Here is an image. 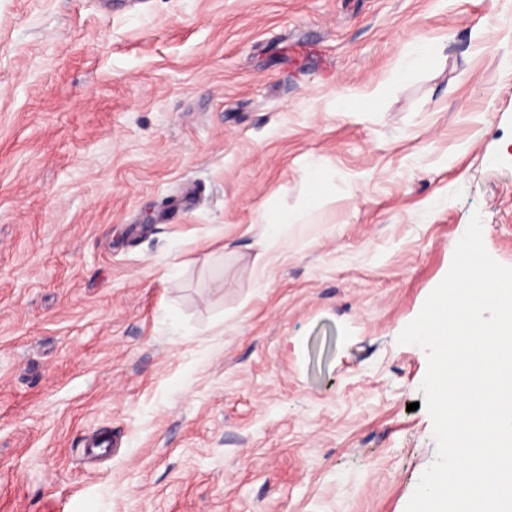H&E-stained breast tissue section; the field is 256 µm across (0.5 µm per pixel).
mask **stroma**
<instances>
[{
    "instance_id": "35a3bbf8",
    "label": "stroma",
    "mask_w": 512,
    "mask_h": 512,
    "mask_svg": "<svg viewBox=\"0 0 512 512\" xmlns=\"http://www.w3.org/2000/svg\"><path fill=\"white\" fill-rule=\"evenodd\" d=\"M126 2L0 0V512H405L397 337L473 214L512 266V0ZM293 223V217L288 212H275L268 215L263 224V230L260 235V242L267 244L277 240L281 234L288 228V224Z\"/></svg>"
}]
</instances>
